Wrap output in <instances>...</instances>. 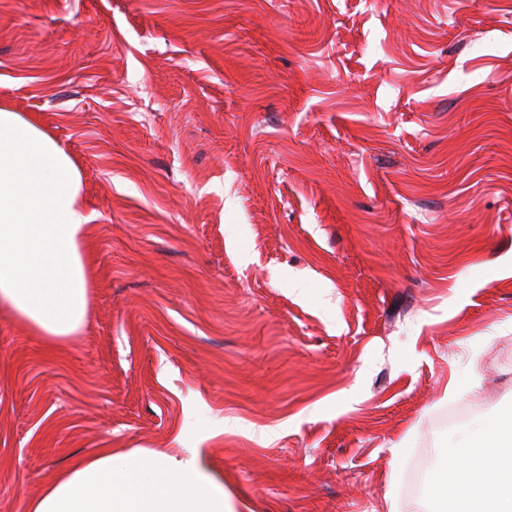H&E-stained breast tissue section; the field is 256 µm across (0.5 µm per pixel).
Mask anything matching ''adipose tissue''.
<instances>
[{
	"mask_svg": "<svg viewBox=\"0 0 512 512\" xmlns=\"http://www.w3.org/2000/svg\"><path fill=\"white\" fill-rule=\"evenodd\" d=\"M79 170L39 125L0 108V309L48 348L89 307ZM466 451L432 478L441 512H512V415L465 432ZM224 487L196 459L106 448L75 462L25 512H224Z\"/></svg>",
	"mask_w": 512,
	"mask_h": 512,
	"instance_id": "ef3b65f1",
	"label": "adipose tissue"
}]
</instances>
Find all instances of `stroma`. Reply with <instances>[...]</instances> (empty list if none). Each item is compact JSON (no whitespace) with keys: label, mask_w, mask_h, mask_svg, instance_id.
<instances>
[{"label":"stroma","mask_w":512,"mask_h":512,"mask_svg":"<svg viewBox=\"0 0 512 512\" xmlns=\"http://www.w3.org/2000/svg\"><path fill=\"white\" fill-rule=\"evenodd\" d=\"M0 107L92 282L56 351L0 312V512L103 448L413 512L415 449L512 413V0H0Z\"/></svg>","instance_id":"stroma-1"}]
</instances>
